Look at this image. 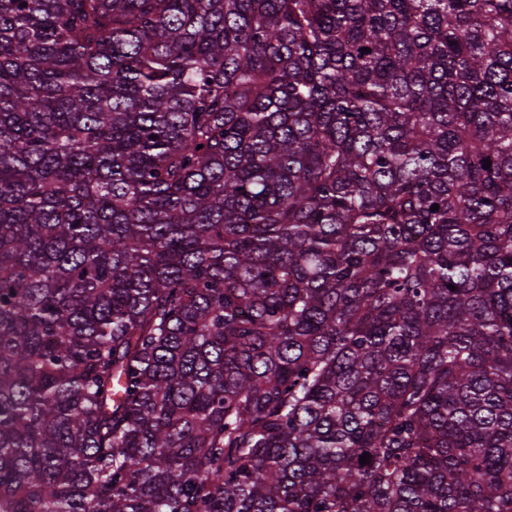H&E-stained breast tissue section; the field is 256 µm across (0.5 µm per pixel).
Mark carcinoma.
Here are the masks:
<instances>
[{
	"mask_svg": "<svg viewBox=\"0 0 512 512\" xmlns=\"http://www.w3.org/2000/svg\"><path fill=\"white\" fill-rule=\"evenodd\" d=\"M0 512H512V0H0Z\"/></svg>",
	"mask_w": 512,
	"mask_h": 512,
	"instance_id": "obj_1",
	"label": "carcinoma"
}]
</instances>
